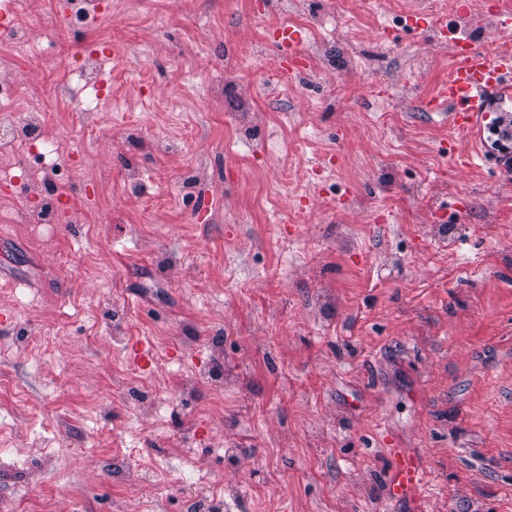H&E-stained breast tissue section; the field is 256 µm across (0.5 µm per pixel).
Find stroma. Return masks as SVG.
<instances>
[{
    "label": "stroma",
    "instance_id": "35a3bbf8",
    "mask_svg": "<svg viewBox=\"0 0 512 512\" xmlns=\"http://www.w3.org/2000/svg\"><path fill=\"white\" fill-rule=\"evenodd\" d=\"M265 2L62 22L28 0L54 34L29 41L24 85L80 221L13 223L40 200L0 185V512H183L191 487L224 512H512V179L419 106L446 38L408 28L412 0H307L291 24L329 51L318 82L287 79ZM101 43L112 103L85 118L59 89ZM141 336L162 356L135 372ZM394 445L431 474L411 502L385 494ZM119 446L154 490L114 480Z\"/></svg>",
    "mask_w": 512,
    "mask_h": 512
}]
</instances>
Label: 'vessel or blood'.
<instances>
[{"label": "vessel or blood", "mask_w": 512, "mask_h": 512, "mask_svg": "<svg viewBox=\"0 0 512 512\" xmlns=\"http://www.w3.org/2000/svg\"><path fill=\"white\" fill-rule=\"evenodd\" d=\"M409 23L417 29L438 28L439 23L428 0H415ZM451 50L448 79L422 102L425 111L444 112L449 129L470 135L478 143L491 115H506L512 109V41L490 55L478 47L468 30L447 28ZM273 46L288 60V77L301 74L298 62L304 52L301 32L282 25L273 33ZM390 469L386 487L396 500H414L427 487L430 474L420 457L406 448L388 449Z\"/></svg>", "instance_id": "1"}]
</instances>
